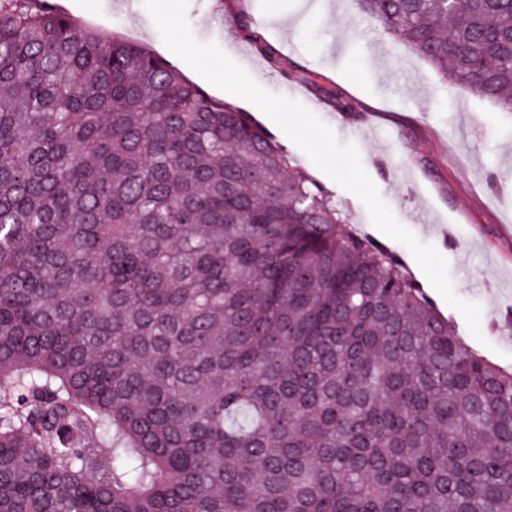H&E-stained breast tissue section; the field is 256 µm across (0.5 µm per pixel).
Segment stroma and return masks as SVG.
<instances>
[{"mask_svg": "<svg viewBox=\"0 0 512 512\" xmlns=\"http://www.w3.org/2000/svg\"><path fill=\"white\" fill-rule=\"evenodd\" d=\"M86 27L169 56L142 0H53ZM195 36L217 41L267 90L295 99L355 144L397 219L447 258L456 294L481 304L483 341L437 292L429 297L461 338L512 369V114L452 88L415 54L365 24L349 0H188ZM349 101L354 115L337 111ZM293 164L349 209L362 234L397 253L418 281L411 253L370 222L353 193L296 145Z\"/></svg>", "mask_w": 512, "mask_h": 512, "instance_id": "stroma-1", "label": "stroma"}]
</instances>
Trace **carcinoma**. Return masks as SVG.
Returning <instances> with one entry per match:
<instances>
[{
	"mask_svg": "<svg viewBox=\"0 0 512 512\" xmlns=\"http://www.w3.org/2000/svg\"><path fill=\"white\" fill-rule=\"evenodd\" d=\"M512 112V0H352ZM250 112L0 0V512H512V371Z\"/></svg>",
	"mask_w": 512,
	"mask_h": 512,
	"instance_id": "1",
	"label": "carcinoma"
}]
</instances>
